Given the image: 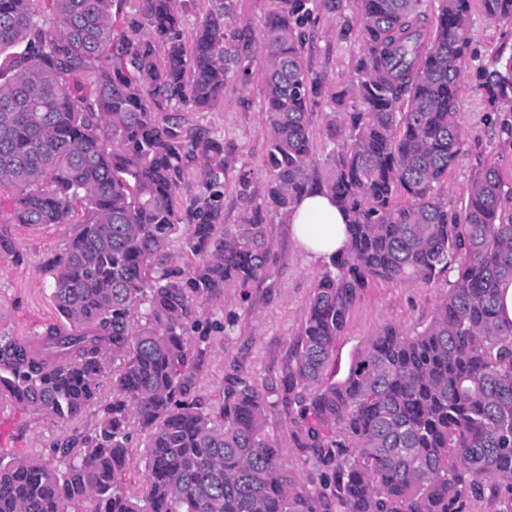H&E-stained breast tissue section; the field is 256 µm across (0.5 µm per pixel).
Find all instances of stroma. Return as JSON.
Returning <instances> with one entry per match:
<instances>
[{
	"instance_id": "35a3bbf8",
	"label": "stroma",
	"mask_w": 512,
	"mask_h": 512,
	"mask_svg": "<svg viewBox=\"0 0 512 512\" xmlns=\"http://www.w3.org/2000/svg\"><path fill=\"white\" fill-rule=\"evenodd\" d=\"M232 29L240 47H256L261 28L275 0H235ZM469 55L459 103V121L465 144L456 163L438 191L450 212L463 215L474 172L495 161L506 186H512V143L489 124L490 107L479 85L481 72L493 69L499 51H512V21L488 19L480 0H472ZM360 53L358 10L355 0H342L333 11L318 12L307 30L304 50L306 67L324 77V91L310 107V132L315 147L314 179L326 176V122L332 109L330 96L347 86L354 76ZM263 62L252 60V79L247 88L228 85L224 102L215 110L197 114L199 123L223 136L231 166L224 180V224L238 223L241 203L237 172L249 166L263 176L266 153L262 110ZM84 211H77L71 224H15L12 236L17 256L0 254V336L30 337L45 325L58 322L51 299L50 270L69 242L79 233ZM267 233L274 244L275 262L269 276L250 290L241 302L236 290L224 295L220 306L206 308L212 318L233 317L230 330L212 333L198 376L197 395L207 412L216 414L224 404L227 376L248 377L259 388L278 384L288 371L290 352L299 338L310 295L325 268L313 262L293 238L291 224L275 218ZM446 282L426 283L408 279L376 282L367 288L350 312L336 350V372L344 374L354 351L385 323L414 333L430 323ZM98 422L96 408H88L75 422L62 426L43 420L5 401L0 403V453L45 457L56 440L91 434ZM267 431L276 441L282 461L290 468L311 474L312 468L296 454L291 442L288 416L280 405L267 411Z\"/></svg>"
}]
</instances>
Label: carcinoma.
<instances>
[{
    "instance_id": "obj_1",
    "label": "carcinoma",
    "mask_w": 512,
    "mask_h": 512,
    "mask_svg": "<svg viewBox=\"0 0 512 512\" xmlns=\"http://www.w3.org/2000/svg\"><path fill=\"white\" fill-rule=\"evenodd\" d=\"M0 0V253L19 257L12 224L86 220L52 272L60 322L0 336V401L54 423L90 406L91 435L48 460L0 454V512H512V188L495 163L474 175L463 222L437 193L462 152L458 102L471 0H357L362 50L351 88L332 96L329 176L316 184L309 107L324 79L303 62L305 28L337 0H277L258 49L265 76L266 177L239 169L240 223L223 226L224 138L193 125L252 68L229 34L234 0H214L186 43L188 0ZM493 20L512 0H481ZM483 75L500 135L512 140V56ZM407 99V108L400 107ZM195 170L199 191L177 190ZM348 216L346 251L310 297L280 385L226 378L224 407L196 395L200 307L264 280L268 221L313 187ZM197 258L168 263L177 226ZM454 273L434 316L409 334L386 323L334 379L336 345L373 280L434 282ZM112 399L101 401L102 379ZM276 401H271V398ZM288 411L297 455L319 484L281 461L267 409ZM145 482L124 488L133 431Z\"/></svg>"
}]
</instances>
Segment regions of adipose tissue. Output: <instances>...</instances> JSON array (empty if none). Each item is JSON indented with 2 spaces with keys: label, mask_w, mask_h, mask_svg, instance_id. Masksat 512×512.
<instances>
[{
  "label": "adipose tissue",
  "mask_w": 512,
  "mask_h": 512,
  "mask_svg": "<svg viewBox=\"0 0 512 512\" xmlns=\"http://www.w3.org/2000/svg\"><path fill=\"white\" fill-rule=\"evenodd\" d=\"M288 221L299 247L314 261H328L346 246L345 217L325 191L314 190L292 206Z\"/></svg>",
  "instance_id": "ef3b65f1"
}]
</instances>
